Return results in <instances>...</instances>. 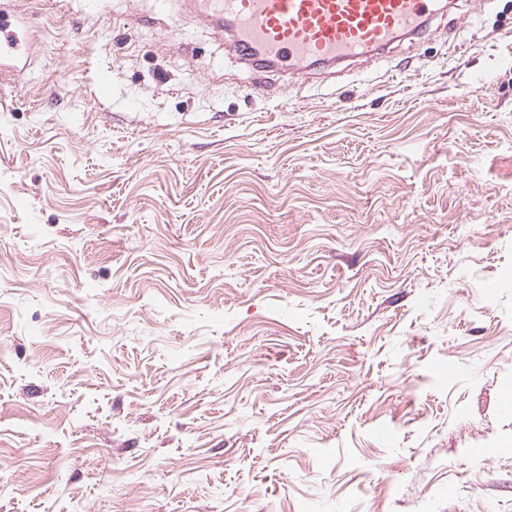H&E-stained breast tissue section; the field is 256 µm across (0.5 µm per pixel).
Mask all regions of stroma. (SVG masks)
Here are the masks:
<instances>
[{
	"instance_id": "obj_1",
	"label": "stroma",
	"mask_w": 512,
	"mask_h": 512,
	"mask_svg": "<svg viewBox=\"0 0 512 512\" xmlns=\"http://www.w3.org/2000/svg\"><path fill=\"white\" fill-rule=\"evenodd\" d=\"M194 3L0 0V512H512V0L294 100Z\"/></svg>"
}]
</instances>
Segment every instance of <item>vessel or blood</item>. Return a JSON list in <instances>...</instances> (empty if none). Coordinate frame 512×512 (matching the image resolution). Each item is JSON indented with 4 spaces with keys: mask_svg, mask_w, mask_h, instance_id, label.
Wrapping results in <instances>:
<instances>
[{
    "mask_svg": "<svg viewBox=\"0 0 512 512\" xmlns=\"http://www.w3.org/2000/svg\"><path fill=\"white\" fill-rule=\"evenodd\" d=\"M234 48L267 70L303 73L382 55L392 43L426 32L440 0H205Z\"/></svg>",
    "mask_w": 512,
    "mask_h": 512,
    "instance_id": "vessel-or-blood-1",
    "label": "vessel or blood"
}]
</instances>
